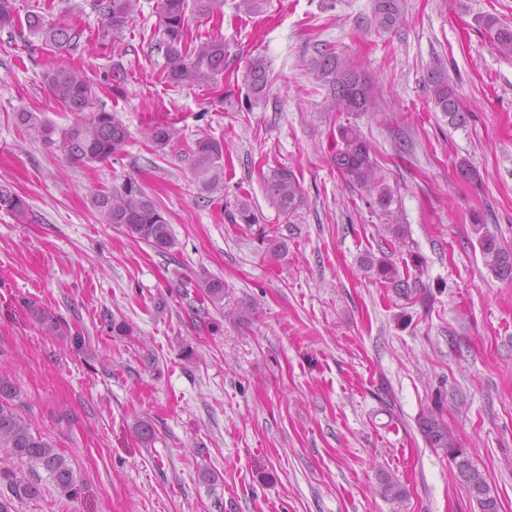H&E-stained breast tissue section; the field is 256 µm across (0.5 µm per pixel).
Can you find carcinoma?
<instances>
[{
    "instance_id": "1",
    "label": "carcinoma",
    "mask_w": 512,
    "mask_h": 512,
    "mask_svg": "<svg viewBox=\"0 0 512 512\" xmlns=\"http://www.w3.org/2000/svg\"><path fill=\"white\" fill-rule=\"evenodd\" d=\"M222 0H159L156 9L155 28L160 35L159 47L164 50V79L170 85L194 82L209 85L224 74V40L208 38L192 46L187 41L189 18L208 17L219 11ZM103 13L102 37L118 38L133 24L138 13L139 0H99ZM374 22L379 28L394 27L402 18L401 0H374ZM16 0H0V28L16 24ZM29 31L45 45L58 50L77 47L83 31L73 25L56 22L39 12H29L26 17ZM484 29L490 32L498 51L512 56V27L488 16L482 19ZM316 78L327 89V101L333 112H368L377 92L365 77L352 65L325 49L313 60ZM54 100L76 116L66 128L56 129L35 112L15 113V121L35 141L54 142L59 134L61 147L67 158L74 163H101L121 154L128 144L130 134L123 122L112 112L95 106V93L86 74L75 67L50 69L42 74ZM246 105L250 106L266 94L269 85L267 66L263 58L250 60L246 72ZM425 85L429 89L434 107L448 115L451 125H464L467 121L460 108V96L456 84L450 80L443 62L434 63L427 72ZM341 146L332 157V163L345 181L368 196H376L379 207L388 209L393 202L391 191L383 186L382 179L371 158V146L355 125L338 127ZM145 135L159 147L167 145L177 131L171 124L157 123L146 130ZM193 169L200 190L213 193L223 189L224 152L220 142L203 137L197 139L192 151ZM266 191L278 210L294 215L302 203L300 181L289 168H276L266 179ZM92 206L103 224H111L132 240L142 242L159 254H165L173 246L168 221L153 199L133 181L128 180L108 193L92 197ZM0 210L22 222L27 218V204L6 185H0ZM234 224H244L247 229L259 223V218L244 202L236 205L231 214ZM479 234L478 245L485 265L491 274L501 281H512V248L502 245L497 237L482 224L474 225ZM367 269L381 283L408 292V285L398 276L396 266L384 259H370ZM203 297L224 317L245 324L252 308L235 305L224 308L228 292L224 281L206 277L201 285ZM42 329L48 334L68 336L76 348L85 346L86 338L72 334L61 317L45 310H35ZM18 397L10 373L0 368V447L30 470L44 469L48 477L64 490L75 486L74 472L66 457L54 444L32 431L30 424L15 410L13 400ZM417 425L426 445L441 451L453 465L465 461L463 473L458 479L467 489L477 512H500V500L492 490L485 475L460 448L457 439L442 418V407L422 412ZM0 481L8 483L12 493L20 498L35 499L40 495V484L35 479L19 477L10 471H0ZM380 495L390 502H401L407 497L406 489L395 479H380Z\"/></svg>"
}]
</instances>
